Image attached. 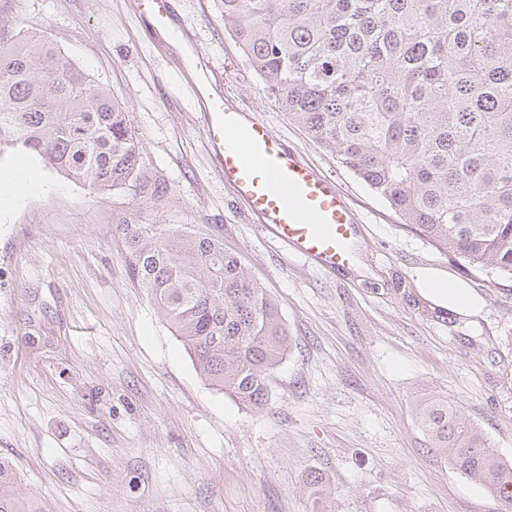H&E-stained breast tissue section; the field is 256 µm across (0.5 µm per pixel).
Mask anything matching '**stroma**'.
<instances>
[{
  "label": "stroma",
  "mask_w": 512,
  "mask_h": 512,
  "mask_svg": "<svg viewBox=\"0 0 512 512\" xmlns=\"http://www.w3.org/2000/svg\"><path fill=\"white\" fill-rule=\"evenodd\" d=\"M173 32L133 0H0V24L47 37L110 88L143 143L157 196L100 194L26 164L43 190L0 212V460L47 512H498L491 491L434 454L413 412L429 392L461 406L512 459V277L470 271L289 120L224 29L222 0H172ZM192 32L190 66L179 48ZM224 102L261 111L289 149L334 178L359 214L356 258L328 273L263 232L208 150L199 69ZM188 228L223 241L276 301L291 349L262 409L197 373L133 280L113 227ZM463 286L473 312L423 283ZM329 483L323 502L310 474Z\"/></svg>",
  "instance_id": "1"
}]
</instances>
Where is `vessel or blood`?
I'll return each instance as SVG.
<instances>
[{
    "label": "vessel or blood",
    "mask_w": 512,
    "mask_h": 512,
    "mask_svg": "<svg viewBox=\"0 0 512 512\" xmlns=\"http://www.w3.org/2000/svg\"><path fill=\"white\" fill-rule=\"evenodd\" d=\"M158 27L173 22L170 0H136ZM209 151L224 183L256 224L317 269L353 264L359 215L339 184L288 149L257 111L212 101L203 108Z\"/></svg>",
    "instance_id": "vessel-or-blood-1"
}]
</instances>
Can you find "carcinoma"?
I'll list each match as a JSON object with an SVG mask.
<instances>
[{
	"instance_id": "obj_1",
	"label": "carcinoma",
	"mask_w": 512,
	"mask_h": 512,
	"mask_svg": "<svg viewBox=\"0 0 512 512\" xmlns=\"http://www.w3.org/2000/svg\"><path fill=\"white\" fill-rule=\"evenodd\" d=\"M224 30L319 145L402 223L474 272L512 276V0H223ZM95 193L148 187L142 142L110 89L23 24L0 25V151ZM133 279L217 390L264 407L288 330L218 239L126 221ZM431 450L512 512V459L448 398L422 396ZM0 512H45L13 491Z\"/></svg>"
}]
</instances>
